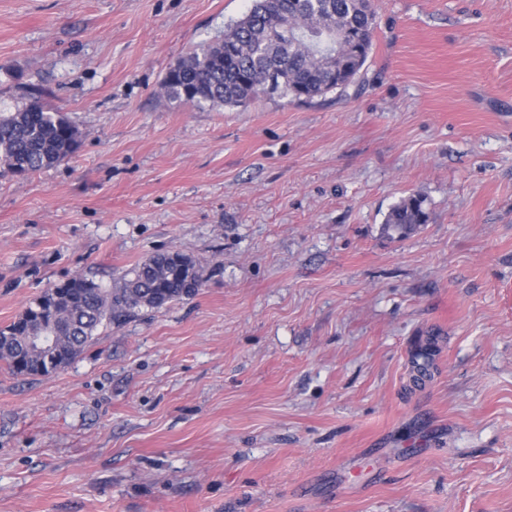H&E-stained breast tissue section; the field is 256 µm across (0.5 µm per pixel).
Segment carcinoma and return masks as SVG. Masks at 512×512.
<instances>
[{
	"mask_svg": "<svg viewBox=\"0 0 512 512\" xmlns=\"http://www.w3.org/2000/svg\"><path fill=\"white\" fill-rule=\"evenodd\" d=\"M375 27L373 0H254L221 36L168 69L160 83L162 95L212 107L274 95L313 100L353 82L369 58ZM46 96L43 86L30 84L23 91L25 105L0 115L1 178L50 167L80 148L79 129L49 107ZM429 219L423 197L410 195L391 209L385 229L401 236ZM201 285L200 275L190 283L167 270L157 255L135 266L118 288L74 277L45 290L0 328V361L15 376L47 375L57 366L29 353L28 336H57L53 350L67 367L101 325L119 326L143 309L189 299ZM431 356L430 342L412 353L414 380L427 374Z\"/></svg>",
	"mask_w": 512,
	"mask_h": 512,
	"instance_id": "carcinoma-1",
	"label": "carcinoma"
}]
</instances>
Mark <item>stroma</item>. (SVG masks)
<instances>
[{"label":"stroma","mask_w":512,"mask_h":512,"mask_svg":"<svg viewBox=\"0 0 512 512\" xmlns=\"http://www.w3.org/2000/svg\"><path fill=\"white\" fill-rule=\"evenodd\" d=\"M375 4L345 90L200 108L160 81L250 0H0V113L41 84L83 134L0 180V328L202 274L62 370L0 362V512H512V0ZM429 219L423 197L410 195L391 209L385 221V229L401 236L416 226L428 223Z\"/></svg>","instance_id":"stroma-1"}]
</instances>
